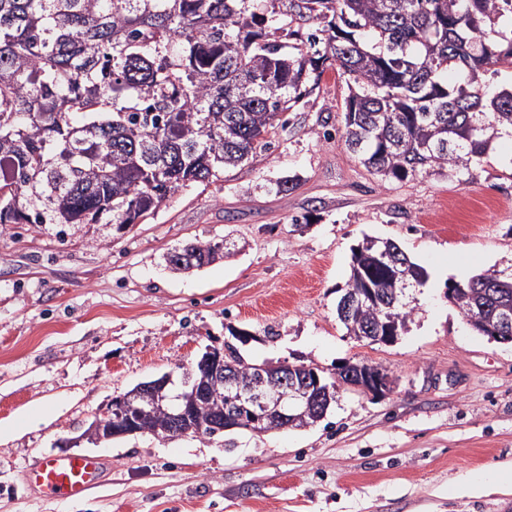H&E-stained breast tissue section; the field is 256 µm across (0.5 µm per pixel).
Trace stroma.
<instances>
[{
  "label": "stroma",
  "mask_w": 512,
  "mask_h": 512,
  "mask_svg": "<svg viewBox=\"0 0 512 512\" xmlns=\"http://www.w3.org/2000/svg\"><path fill=\"white\" fill-rule=\"evenodd\" d=\"M335 70L269 149L181 190L145 223L0 224V512H512V342L473 332L448 287L512 270V138L463 178L384 181L345 145ZM291 191L277 194L276 181ZM395 241L427 272L390 344L336 317L353 248ZM234 242L190 274L165 256ZM334 377L378 364L393 391H341L315 425L76 450L105 461L79 501L42 499L29 464L64 454L93 414L141 382L183 389L206 347Z\"/></svg>",
  "instance_id": "1"
}]
</instances>
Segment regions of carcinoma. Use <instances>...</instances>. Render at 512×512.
Listing matches in <instances>:
<instances>
[{
    "label": "carcinoma",
    "mask_w": 512,
    "mask_h": 512,
    "mask_svg": "<svg viewBox=\"0 0 512 512\" xmlns=\"http://www.w3.org/2000/svg\"><path fill=\"white\" fill-rule=\"evenodd\" d=\"M505 14L512 0H0V224H141L266 149L329 68L368 172L460 178L512 129V88L480 79L512 65V37L495 28ZM383 251L410 286L426 280L391 240L357 248L346 289L369 285L377 301L344 326L367 336L412 314L402 295L385 307ZM228 254L186 244L166 263L186 272ZM499 282L512 273L455 282L448 299L463 312ZM232 370L251 363L229 346Z\"/></svg>",
    "instance_id": "1"
}]
</instances>
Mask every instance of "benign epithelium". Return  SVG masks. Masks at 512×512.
<instances>
[{
	"mask_svg": "<svg viewBox=\"0 0 512 512\" xmlns=\"http://www.w3.org/2000/svg\"><path fill=\"white\" fill-rule=\"evenodd\" d=\"M374 297V290L349 291L342 299L341 316H351ZM468 316L482 317L495 334L512 329V310L476 304L469 307ZM357 375L356 381L344 383L336 378L332 383L322 382L316 371L286 363L252 365V372L243 379L224 371V350L208 347L197 367L203 370L201 380H193L189 388L178 396L183 404L174 407L166 389L171 378L168 375L142 385L135 390L115 396L97 413L76 441L88 440L99 443L115 437L151 432L154 436L176 434L185 436L202 433L205 423L197 415L200 402L222 399L233 404L231 411L224 412V426L228 430L241 425L256 432L274 427L278 430L307 424L331 403L343 388L368 395H385L391 392L394 380L391 375L377 370L368 363L351 364Z\"/></svg>",
	"mask_w": 512,
	"mask_h": 512,
	"instance_id": "benign-epithelium-1",
	"label": "benign epithelium"
}]
</instances>
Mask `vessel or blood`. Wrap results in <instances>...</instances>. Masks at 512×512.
Instances as JSON below:
<instances>
[{"label":"vessel or blood","mask_w":512,"mask_h":512,"mask_svg":"<svg viewBox=\"0 0 512 512\" xmlns=\"http://www.w3.org/2000/svg\"><path fill=\"white\" fill-rule=\"evenodd\" d=\"M105 463L101 457L68 453L36 462L25 471V482L38 496L77 501L101 482Z\"/></svg>","instance_id":"obj_1"}]
</instances>
